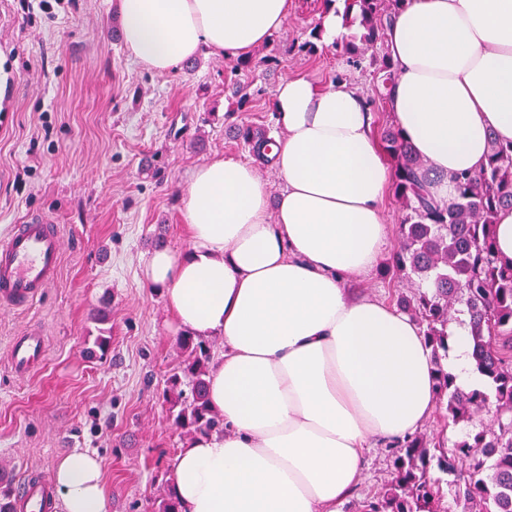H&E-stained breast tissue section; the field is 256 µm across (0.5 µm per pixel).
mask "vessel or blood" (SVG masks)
Returning <instances> with one entry per match:
<instances>
[{
	"label": "vessel or blood",
	"mask_w": 512,
	"mask_h": 512,
	"mask_svg": "<svg viewBox=\"0 0 512 512\" xmlns=\"http://www.w3.org/2000/svg\"><path fill=\"white\" fill-rule=\"evenodd\" d=\"M61 235L53 220L34 213L27 223L14 225L0 238V307L27 309L59 278ZM46 340L39 329L13 337L8 361L13 372L29 373L45 356ZM23 512H52L54 502L47 484L24 480L16 489Z\"/></svg>",
	"instance_id": "obj_1"
}]
</instances>
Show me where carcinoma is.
Segmentation results:
<instances>
[{"label":"carcinoma","mask_w":512,"mask_h":512,"mask_svg":"<svg viewBox=\"0 0 512 512\" xmlns=\"http://www.w3.org/2000/svg\"><path fill=\"white\" fill-rule=\"evenodd\" d=\"M356 13L345 17L344 35L335 47L357 62L374 67L376 92L387 100L394 71L385 47V32L404 0H351ZM319 25L310 40L285 52L314 54ZM247 86H231V111L249 101ZM232 136L255 159L266 164V130L230 125ZM380 144L391 167V189L405 216L398 225L397 245L383 272L417 284L413 297L397 304L424 328L431 344L435 378V413L439 426L472 429L448 451L437 433H417L391 456V479L381 491L360 502L356 512H448L443 485L454 486L463 512H512V262H500L493 224L503 207L512 208V143L489 139L488 163L454 180V193L438 197V177L393 127ZM465 312L475 369L490 392L465 391L448 372V321ZM180 362L166 379L163 399L175 428L185 440L224 433V420L208 407L207 380L214 343L190 334L177 342ZM453 480H446V476Z\"/></svg>","instance_id":"cac0c4a2"}]
</instances>
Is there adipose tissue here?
Instances as JSON below:
<instances>
[{
  "instance_id": "ef3b65f1",
  "label": "adipose tissue",
  "mask_w": 512,
  "mask_h": 512,
  "mask_svg": "<svg viewBox=\"0 0 512 512\" xmlns=\"http://www.w3.org/2000/svg\"><path fill=\"white\" fill-rule=\"evenodd\" d=\"M291 0H116L124 42L159 74L202 48L247 55L286 23ZM397 75L387 108L440 175L487 162L488 136L512 142V0H406L386 31ZM271 195L253 164L217 157L186 191L185 253L154 251L143 275L177 329L222 336L208 399L224 431L175 459L182 512H338L371 441H402L434 410L431 346L403 311L351 296L389 237L391 179L365 99L345 81H281ZM448 370L477 388L465 322L448 324ZM63 512H108L95 452L57 465Z\"/></svg>"
}]
</instances>
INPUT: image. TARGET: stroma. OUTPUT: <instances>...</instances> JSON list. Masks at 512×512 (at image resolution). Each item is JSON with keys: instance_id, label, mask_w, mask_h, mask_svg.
I'll return each instance as SVG.
<instances>
[{"instance_id": "obj_1", "label": "stroma", "mask_w": 512, "mask_h": 512, "mask_svg": "<svg viewBox=\"0 0 512 512\" xmlns=\"http://www.w3.org/2000/svg\"><path fill=\"white\" fill-rule=\"evenodd\" d=\"M113 0H64L28 12L0 0V99L14 114L0 128V237L33 213L50 214L62 237L58 281L23 311L0 309V466L10 481L53 479L58 460L80 451L101 459L109 512H151L167 490L184 440L162 398L180 358L163 294L142 277L156 235L189 246L184 203L191 170L212 158L249 154L225 132L233 58L201 50L193 68L159 75L137 63L121 36ZM321 7L291 0L284 27L255 48L282 51L277 68L248 76L253 99L234 122L284 135L273 92L287 77L347 81L375 96L373 69L329 45L289 52L308 40ZM108 307L107 320L96 311ZM39 328L44 362L14 374L13 337ZM110 337L102 358L89 354ZM389 446L370 449L361 482L341 512L391 477Z\"/></svg>"}]
</instances>
